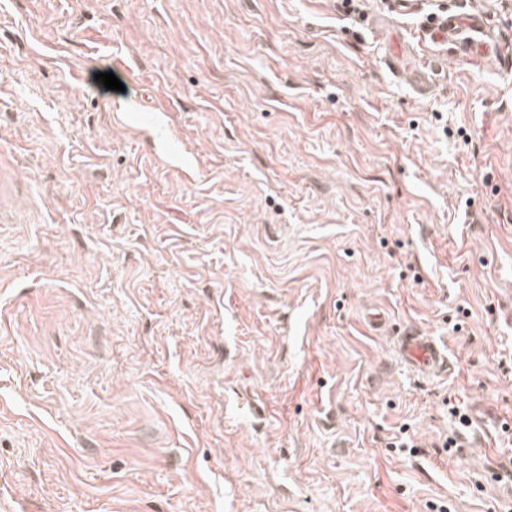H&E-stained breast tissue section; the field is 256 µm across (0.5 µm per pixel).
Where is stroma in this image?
I'll return each instance as SVG.
<instances>
[{
  "label": "stroma",
  "mask_w": 512,
  "mask_h": 512,
  "mask_svg": "<svg viewBox=\"0 0 512 512\" xmlns=\"http://www.w3.org/2000/svg\"><path fill=\"white\" fill-rule=\"evenodd\" d=\"M433 2L496 52L386 0H0V512H512V0ZM446 17L442 24L437 27L436 35L444 39L448 38V34L458 32L463 35L461 40L469 46L477 42V37L483 34L485 27L488 25L487 18L479 14L469 15L465 22H461V19L453 14H446ZM462 24L464 25L463 28L461 27ZM410 74V80L413 88L420 96H426L430 93L434 84V71L426 66H409L405 68ZM397 352L401 360L416 372H442L448 369V349L432 336L416 331L395 332Z\"/></svg>",
  "instance_id": "35a3bbf8"
}]
</instances>
